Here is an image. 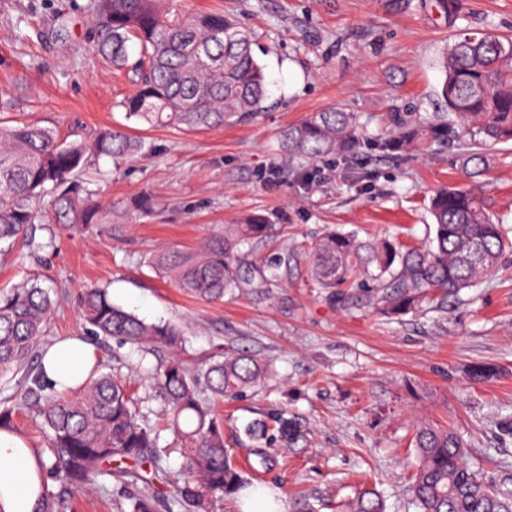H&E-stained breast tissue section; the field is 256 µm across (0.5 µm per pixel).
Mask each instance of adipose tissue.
I'll list each match as a JSON object with an SVG mask.
<instances>
[{
  "label": "adipose tissue",
  "instance_id": "adipose-tissue-1",
  "mask_svg": "<svg viewBox=\"0 0 512 512\" xmlns=\"http://www.w3.org/2000/svg\"><path fill=\"white\" fill-rule=\"evenodd\" d=\"M94 364L93 350L70 337L49 345L42 358L47 380L70 384L84 380ZM38 464L24 440L0 433V512H39Z\"/></svg>",
  "mask_w": 512,
  "mask_h": 512
}]
</instances>
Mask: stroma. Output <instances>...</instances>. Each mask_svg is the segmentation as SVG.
<instances>
[{
	"label": "stroma",
	"mask_w": 512,
	"mask_h": 512,
	"mask_svg": "<svg viewBox=\"0 0 512 512\" xmlns=\"http://www.w3.org/2000/svg\"><path fill=\"white\" fill-rule=\"evenodd\" d=\"M88 0H0V121L25 120L60 136L128 129L144 153L91 159L89 187L107 212L82 235L57 230L33 254L23 241L0 252V289L38 279L58 304L43 344L82 337V289L107 288L113 303L184 333L176 356L206 368L245 347L267 362L265 383L229 399L224 441L262 488L292 512L294 495L332 512L367 477L386 512H415L410 440L416 423L453 428L465 460L486 483L512 491V251L498 272L447 302L400 317L349 306L310 277L311 251L326 233L427 245V194L469 174L452 147L389 158L373 140L392 112L438 111L446 49L475 29L512 37V0H188L238 18L270 81L263 112L199 131L127 120L123 76L101 67L87 40ZM353 113L367 141L352 160L333 156L289 168L280 134L315 112ZM485 205L512 234V143L491 151ZM147 195L151 212L132 206ZM247 215L265 218L262 238L242 248L254 269L278 267L262 292L195 299L152 268L163 249L192 251ZM97 360L121 364L139 398L158 408L148 372L159 355L117 340L92 341ZM486 368L489 378L474 377ZM287 412L301 433L289 447L249 440L244 427Z\"/></svg>",
	"instance_id": "obj_1"
}]
</instances>
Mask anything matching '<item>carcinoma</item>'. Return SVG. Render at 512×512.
Instances as JSON below:
<instances>
[{
  "label": "carcinoma",
  "mask_w": 512,
  "mask_h": 512,
  "mask_svg": "<svg viewBox=\"0 0 512 512\" xmlns=\"http://www.w3.org/2000/svg\"><path fill=\"white\" fill-rule=\"evenodd\" d=\"M94 14L93 51L107 65L126 71L133 91L119 102L127 119L188 130L242 122L264 108L267 76L255 59L249 33L222 11L188 13L183 0H89ZM438 93L443 111L422 118L392 112L389 130L377 143L387 156L433 145L459 147L471 175H482L487 151L512 142V39L466 34L448 46ZM364 139L350 112L330 108L288 127L280 149L291 159L317 161L359 156ZM142 142L106 129L92 138L62 139L37 123L0 125V242L27 234L34 224H58L82 234L100 223L102 210L81 180L91 155L111 159L141 152ZM429 213L434 236L422 248L361 241L349 233L326 235L314 247L311 274L346 303L379 306L403 316L448 297L497 272L512 248L502 225L487 213L482 186L433 190ZM263 220L230 224L224 237L197 253L163 250L154 267L188 295L219 301L236 289L267 288L278 268L255 279L240 261L241 247L260 237ZM57 300L27 279L0 292V380L23 375L19 398L0 401V431L15 432L24 409L39 420L48 444L36 452L41 512H64V495L105 488L113 480L116 512H215L217 503L245 484L243 472L224 447V419L215 402L236 397L266 379V363L249 351L224 352L200 371L171 356L156 364L152 385L160 399L158 419L173 444L160 445V429L139 409L127 381L96 362L76 387L57 389L28 361L45 335ZM80 312L94 336L135 347L175 348L182 330L147 323L112 302L104 288H88ZM253 440L284 445L298 438L296 423L279 412L248 423ZM411 492L417 512H512V493L481 481L465 463L462 438L446 427L420 423L414 429ZM177 453L178 475L164 466ZM142 483V489L129 486ZM341 512H385L383 500L363 487L340 504Z\"/></svg>",
  "instance_id": "obj_1"
}]
</instances>
